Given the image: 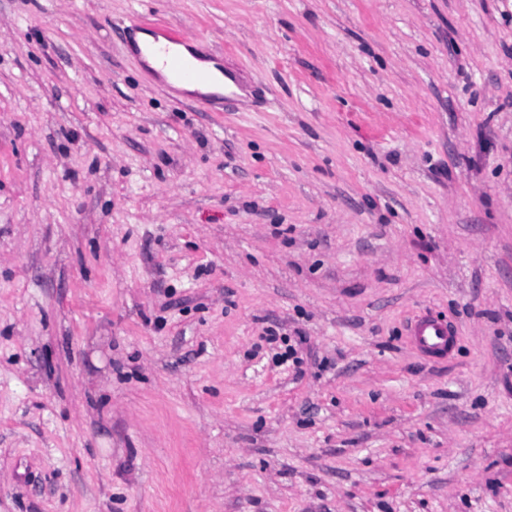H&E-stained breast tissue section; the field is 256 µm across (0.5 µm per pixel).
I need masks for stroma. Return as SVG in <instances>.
<instances>
[{"label": "stroma", "instance_id": "1", "mask_svg": "<svg viewBox=\"0 0 512 512\" xmlns=\"http://www.w3.org/2000/svg\"><path fill=\"white\" fill-rule=\"evenodd\" d=\"M0 512H512V0H0ZM162 35L165 40L159 37L156 42L153 35L143 32L138 35L137 40L139 46L146 51L147 60L150 66L156 71H160V67L154 57L150 54L149 47L165 43V45L159 48L158 51L161 55L162 65L170 80V82H167V85L172 86L174 84L185 82H206L210 78L209 73L206 71L208 70L212 74V77L208 82L203 84H185L178 88L188 92L198 91L201 93L219 92L223 89L224 76L221 71L215 67V64L212 62L197 61L191 56L190 52L183 47H192L196 50V48L191 45V43L195 42L194 39L171 29L164 30ZM178 45H182L178 48L183 54L174 49V47ZM186 56L199 67L193 64ZM411 343L429 356L448 354L450 329L448 322L433 315H421L414 319L408 329Z\"/></svg>", "mask_w": 512, "mask_h": 512}]
</instances>
